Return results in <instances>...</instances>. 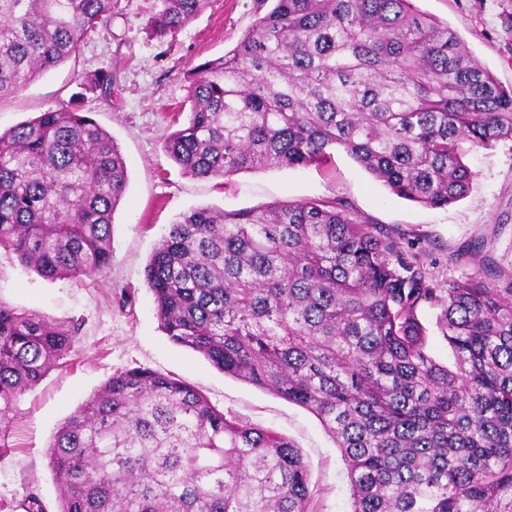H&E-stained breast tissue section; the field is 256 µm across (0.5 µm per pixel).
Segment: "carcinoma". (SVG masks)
I'll use <instances>...</instances> for the list:
<instances>
[{
  "label": "carcinoma",
  "instance_id": "obj_1",
  "mask_svg": "<svg viewBox=\"0 0 512 512\" xmlns=\"http://www.w3.org/2000/svg\"><path fill=\"white\" fill-rule=\"evenodd\" d=\"M273 6L198 66L187 120L164 141L183 173L320 166L345 152L397 196L464 197L462 144L512 140V89L413 0ZM209 0H162L151 37ZM117 0H0V99L66 62ZM85 78L75 100L112 91ZM127 166L77 103L0 131V248L48 278L112 260ZM169 340L318 417L340 449L349 512H512V277L434 287L394 234L339 199L201 207L169 225L144 269ZM439 310L453 366L419 309ZM79 341V326L0 304V435L17 396ZM56 512H311L287 437L228 417L182 381L117 372L48 449ZM22 512H48L29 492Z\"/></svg>",
  "mask_w": 512,
  "mask_h": 512
}]
</instances>
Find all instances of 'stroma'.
Instances as JSON below:
<instances>
[{
    "label": "stroma",
    "instance_id": "1",
    "mask_svg": "<svg viewBox=\"0 0 512 512\" xmlns=\"http://www.w3.org/2000/svg\"><path fill=\"white\" fill-rule=\"evenodd\" d=\"M447 23L473 59L512 88V0H417ZM160 0H118L107 28L90 33L76 58L0 101V130L68 105L85 77L113 70L112 95L84 99V111L109 131L127 165V189L112 217V264L106 275L46 280L0 250V302L58 321L82 324L75 349L33 389L17 397L0 441V512H20L28 492L55 512L58 490L47 450L59 426L111 378L140 368L178 378L213 406L253 426L288 437L311 473L315 512H349L345 467L317 417L211 366L201 354L171 343L159 327L144 268L169 224L196 207L249 209L274 201L346 200L353 212L392 230L401 248L418 254L440 288L480 273L490 259L512 276V140L466 147L474 178L467 196L444 208L402 199L345 153L318 167L242 171L230 180L186 175L166 155L171 116L184 101L197 67L234 48L251 28L258 0H210L175 37L147 31ZM480 240L484 255L458 264V247Z\"/></svg>",
    "mask_w": 512,
    "mask_h": 512
}]
</instances>
